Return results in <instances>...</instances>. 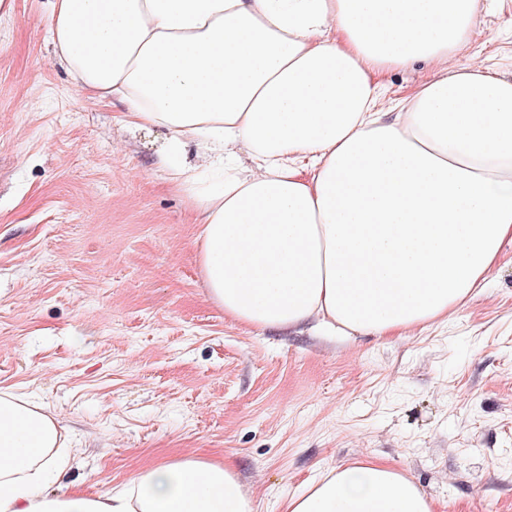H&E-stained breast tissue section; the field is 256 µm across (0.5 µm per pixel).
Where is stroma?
<instances>
[{
    "mask_svg": "<svg viewBox=\"0 0 512 512\" xmlns=\"http://www.w3.org/2000/svg\"><path fill=\"white\" fill-rule=\"evenodd\" d=\"M469 51L512 73V0ZM55 62L44 0L0 17V387L59 416L62 482L96 494L194 454L255 512L323 472L388 463L434 512H512V242L484 291L405 336L250 329L208 297L166 134Z\"/></svg>",
    "mask_w": 512,
    "mask_h": 512,
    "instance_id": "obj_1",
    "label": "stroma"
}]
</instances>
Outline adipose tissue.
<instances>
[{
	"label": "adipose tissue",
	"mask_w": 512,
	"mask_h": 512,
	"mask_svg": "<svg viewBox=\"0 0 512 512\" xmlns=\"http://www.w3.org/2000/svg\"><path fill=\"white\" fill-rule=\"evenodd\" d=\"M73 82L160 127L196 212L208 294L235 321L400 336L447 321L512 241V75L466 52L481 0H47ZM431 77L389 104L383 78ZM196 145L197 162L185 156ZM251 166H244L242 157ZM65 429L0 388V512H254L229 463L57 494ZM284 512H434L391 465L334 468Z\"/></svg>",
	"instance_id": "ef3b65f1"
}]
</instances>
